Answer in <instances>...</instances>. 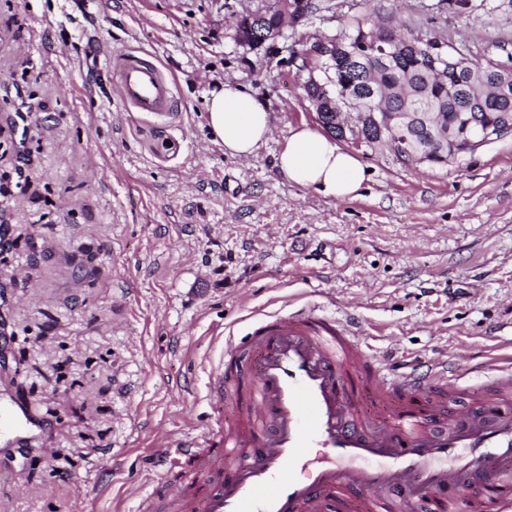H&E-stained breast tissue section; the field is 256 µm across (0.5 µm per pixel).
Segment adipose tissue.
Instances as JSON below:
<instances>
[{"mask_svg":"<svg viewBox=\"0 0 512 512\" xmlns=\"http://www.w3.org/2000/svg\"><path fill=\"white\" fill-rule=\"evenodd\" d=\"M207 123L225 154L239 158L252 156L271 132L263 103L248 90L231 85L213 92ZM275 167L288 181L337 200L359 197L369 179L365 164L354 152L305 123L291 129Z\"/></svg>","mask_w":512,"mask_h":512,"instance_id":"adipose-tissue-1","label":"adipose tissue"}]
</instances>
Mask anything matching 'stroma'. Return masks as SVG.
I'll return each mask as SVG.
<instances>
[{
	"label": "stroma",
	"mask_w": 512,
	"mask_h": 512,
	"mask_svg": "<svg viewBox=\"0 0 512 512\" xmlns=\"http://www.w3.org/2000/svg\"><path fill=\"white\" fill-rule=\"evenodd\" d=\"M270 0H0V393L50 427L0 453V512H137L181 485L154 452L228 425L209 385L226 337L306 307L397 361L448 353L460 408L470 366L512 352V133L447 165L341 139L367 166L360 197L282 178L290 131L316 125L296 65L232 38ZM311 38L390 18L477 58L512 54V0H317ZM121 54L149 57L177 108L130 111ZM242 86L271 133L225 155L207 100Z\"/></svg>",
	"instance_id": "35a3bbf8"
}]
</instances>
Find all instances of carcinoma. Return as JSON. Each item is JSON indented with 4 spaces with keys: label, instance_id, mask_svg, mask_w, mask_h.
Segmentation results:
<instances>
[{
    "label": "carcinoma",
    "instance_id": "1",
    "mask_svg": "<svg viewBox=\"0 0 512 512\" xmlns=\"http://www.w3.org/2000/svg\"><path fill=\"white\" fill-rule=\"evenodd\" d=\"M288 4L275 0L263 12H249L238 17L232 27L233 37L240 33L270 32L287 21ZM364 27L392 34L395 29L364 17L352 18L348 28L336 32L340 49L336 50L334 77L360 102V111L370 112L383 106L392 112H421L428 105L445 123L461 127L469 124L473 132L496 124L502 116L512 115V86L498 87L501 60L494 57L475 59L452 48L453 59L444 64L443 78L428 72L432 62L426 49L448 45L433 34L415 48L402 47L384 62L349 57L351 36Z\"/></svg>",
    "mask_w": 512,
    "mask_h": 512
}]
</instances>
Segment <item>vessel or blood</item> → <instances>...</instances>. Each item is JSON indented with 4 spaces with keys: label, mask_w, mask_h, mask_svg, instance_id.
<instances>
[{
    "label": "vessel or blood",
    "mask_w": 512,
    "mask_h": 512,
    "mask_svg": "<svg viewBox=\"0 0 512 512\" xmlns=\"http://www.w3.org/2000/svg\"><path fill=\"white\" fill-rule=\"evenodd\" d=\"M113 72L135 111L174 108L154 63L120 56ZM361 344L335 317L303 309L231 343L210 393L220 410L226 384L245 392L239 420L159 450L158 466H181L191 482L143 497L138 512H512V362L482 365L491 394L458 410L443 400L459 378L447 357L396 369L366 361ZM364 387L383 417L360 419ZM46 433L0 394L1 447ZM462 485L467 494H457Z\"/></svg>",
    "instance_id": "b4317fda"
}]
</instances>
